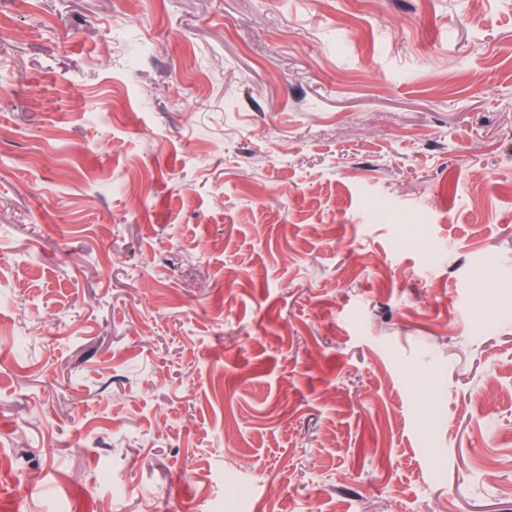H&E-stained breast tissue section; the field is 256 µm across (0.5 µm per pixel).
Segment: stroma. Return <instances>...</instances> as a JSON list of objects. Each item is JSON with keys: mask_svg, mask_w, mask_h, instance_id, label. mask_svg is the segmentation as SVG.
<instances>
[{"mask_svg": "<svg viewBox=\"0 0 512 512\" xmlns=\"http://www.w3.org/2000/svg\"><path fill=\"white\" fill-rule=\"evenodd\" d=\"M1 456L0 512H512V0H0Z\"/></svg>", "mask_w": 512, "mask_h": 512, "instance_id": "obj_1", "label": "stroma"}]
</instances>
